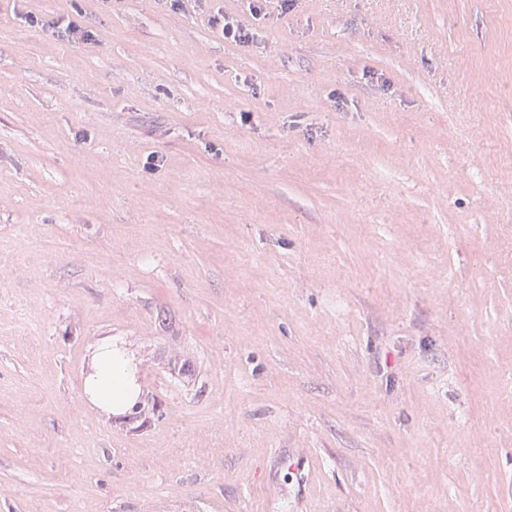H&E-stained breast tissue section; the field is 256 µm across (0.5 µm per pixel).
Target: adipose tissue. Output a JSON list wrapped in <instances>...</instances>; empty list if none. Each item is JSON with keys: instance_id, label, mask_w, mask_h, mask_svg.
<instances>
[{"instance_id": "adipose-tissue-1", "label": "adipose tissue", "mask_w": 512, "mask_h": 512, "mask_svg": "<svg viewBox=\"0 0 512 512\" xmlns=\"http://www.w3.org/2000/svg\"><path fill=\"white\" fill-rule=\"evenodd\" d=\"M96 355L100 361L98 377H86L83 392L101 413L119 414L133 405L137 394L132 381L137 367L134 359L115 350L111 342H103Z\"/></svg>"}]
</instances>
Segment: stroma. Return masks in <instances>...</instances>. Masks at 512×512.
I'll return each instance as SVG.
<instances>
[{
  "mask_svg": "<svg viewBox=\"0 0 512 512\" xmlns=\"http://www.w3.org/2000/svg\"><path fill=\"white\" fill-rule=\"evenodd\" d=\"M266 10L0 0V512H512V0ZM211 22L213 25L221 28V32L224 35L225 40H231L242 45L252 42V34L247 29H244L235 23L233 19H230L225 15L222 19L214 17ZM98 357L100 361V374L98 378L87 376L83 386V393L87 396L88 401L101 413L108 416L112 414H120L126 408L133 405L136 401L137 393L133 388L132 381L136 374L137 367L132 356L130 357L124 352H118L113 348L112 340L103 342L94 357ZM143 394L138 396V400L132 406L134 416H120L119 419L130 421H138L144 416L142 424L148 422L151 417H155L159 410V405L154 397H151V405L149 394L144 397L147 403L144 404Z\"/></svg>",
  "mask_w": 512,
  "mask_h": 512,
  "instance_id": "1",
  "label": "stroma"
}]
</instances>
